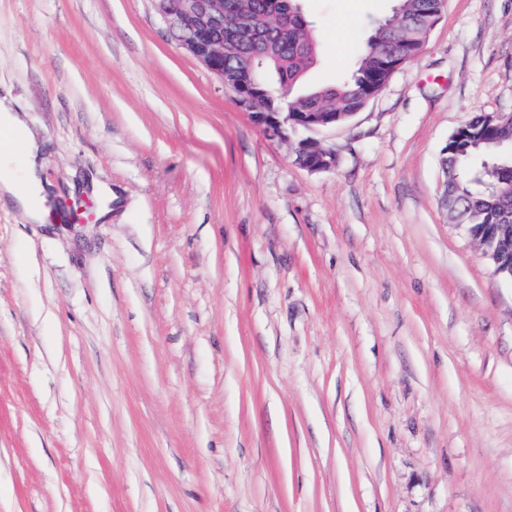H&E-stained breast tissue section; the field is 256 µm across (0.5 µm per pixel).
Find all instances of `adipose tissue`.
Instances as JSON below:
<instances>
[{
  "label": "adipose tissue",
  "instance_id": "1",
  "mask_svg": "<svg viewBox=\"0 0 512 512\" xmlns=\"http://www.w3.org/2000/svg\"><path fill=\"white\" fill-rule=\"evenodd\" d=\"M38 157V145L26 137L19 142L15 154L0 155V201L17 205L34 223L42 224L48 208Z\"/></svg>",
  "mask_w": 512,
  "mask_h": 512
}]
</instances>
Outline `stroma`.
I'll return each mask as SVG.
<instances>
[{
  "instance_id": "1",
  "label": "stroma",
  "mask_w": 512,
  "mask_h": 512,
  "mask_svg": "<svg viewBox=\"0 0 512 512\" xmlns=\"http://www.w3.org/2000/svg\"><path fill=\"white\" fill-rule=\"evenodd\" d=\"M358 67L395 0H300ZM0 93L56 207L0 205V512H512V281L440 203L441 151L512 113V0H447L347 121L255 124L150 0H0ZM296 161L312 172L329 170L336 165V154L312 139L300 140L295 147Z\"/></svg>"
}]
</instances>
